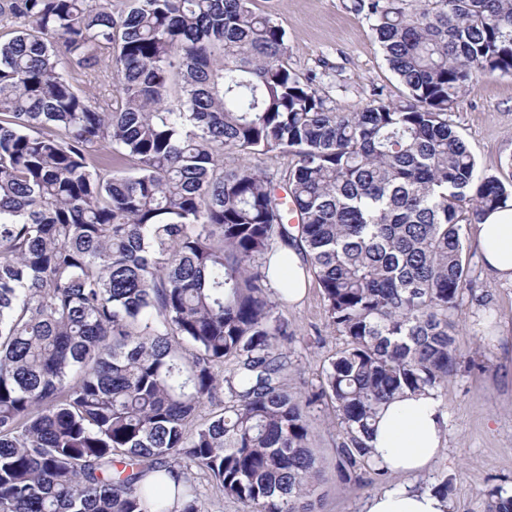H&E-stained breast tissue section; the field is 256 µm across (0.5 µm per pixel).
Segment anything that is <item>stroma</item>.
<instances>
[{
  "label": "stroma",
  "mask_w": 512,
  "mask_h": 512,
  "mask_svg": "<svg viewBox=\"0 0 512 512\" xmlns=\"http://www.w3.org/2000/svg\"><path fill=\"white\" fill-rule=\"evenodd\" d=\"M356 0H254L286 32L288 64L303 75H317L322 96L343 112L375 100L397 102L406 95L383 58ZM448 118L474 156L480 171L508 176L512 158V77L477 75L474 85L448 112ZM469 284L454 318L457 341L476 369L459 368L436 396L446 413L440 457L415 476L384 475L374 484L343 482L336 472L341 428L331 406L309 411L312 446L323 479L317 488L322 512H364L373 494L405 485L431 488L453 481V512H482L483 490L491 484L512 488V283L498 280L482 263L474 237L466 239ZM293 332L290 386L318 389L329 358L342 345L330 328L322 289L311 281L305 298L281 306Z\"/></svg>",
  "instance_id": "stroma-1"
}]
</instances>
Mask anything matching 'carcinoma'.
<instances>
[{
	"label": "carcinoma",
	"instance_id": "carcinoma-1",
	"mask_svg": "<svg viewBox=\"0 0 512 512\" xmlns=\"http://www.w3.org/2000/svg\"><path fill=\"white\" fill-rule=\"evenodd\" d=\"M358 9L408 94L338 112L253 0L118 17L112 0H0V512H211L194 467L241 512H318L325 398L338 476L385 474L370 422L464 358L463 225L512 199L448 122L474 73L512 76V0ZM275 150L294 156L277 181L219 167ZM278 243L344 338L306 399L263 271ZM483 512L512 495L486 489Z\"/></svg>",
	"mask_w": 512,
	"mask_h": 512
}]
</instances>
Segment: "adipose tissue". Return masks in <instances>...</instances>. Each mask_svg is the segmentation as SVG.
<instances>
[{"label":"adipose tissue","instance_id":"obj_1","mask_svg":"<svg viewBox=\"0 0 512 512\" xmlns=\"http://www.w3.org/2000/svg\"><path fill=\"white\" fill-rule=\"evenodd\" d=\"M467 231L479 243L486 270L512 282V203L487 213ZM267 266L268 279L284 300L294 304L304 299L308 273L294 248H276ZM445 425L446 412L433 392L397 396L376 416L368 441L372 458L393 475L421 473L438 459ZM366 512H452V504L433 491L404 486L371 496Z\"/></svg>","mask_w":512,"mask_h":512}]
</instances>
